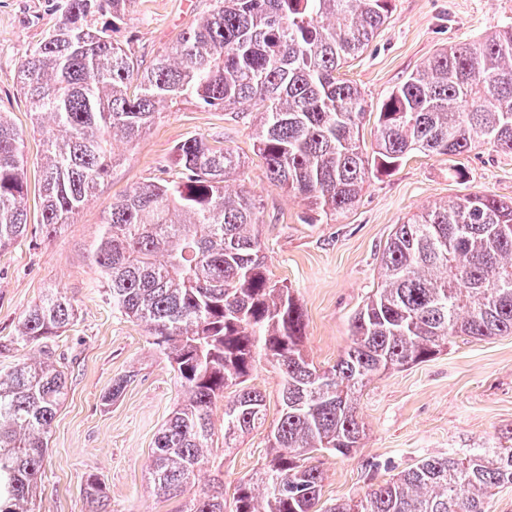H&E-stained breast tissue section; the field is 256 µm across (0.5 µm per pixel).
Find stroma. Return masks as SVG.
Wrapping results in <instances>:
<instances>
[{"label":"stroma","mask_w":512,"mask_h":512,"mask_svg":"<svg viewBox=\"0 0 512 512\" xmlns=\"http://www.w3.org/2000/svg\"><path fill=\"white\" fill-rule=\"evenodd\" d=\"M210 8L211 0H133L112 37L147 65ZM61 19L52 0H0V115L24 139L28 208L26 235L0 253V368L37 353L33 346L8 347L26 310L49 292L66 293L75 319L51 345L68 394L50 432L37 512H89L83 489L91 474L106 488L109 512H177L180 499L154 490L147 466L158 429L180 401V386L145 326L113 311L90 258L112 202L141 183L175 176V149L188 137L233 149L245 167L229 188L256 199L268 273L291 289L305 313L304 349L328 368L347 347L353 316L377 285L394 225L461 194L512 199V152L486 145L465 157L410 153L391 172L371 178L345 216L312 224L307 202L268 180L254 149L255 110L164 104L141 138L113 142L118 162L110 177L73 223L49 234L40 224L43 139L17 71L25 52ZM510 22L512 0H391L386 25L344 72L375 105L437 50L484 39ZM457 167L463 177H454ZM126 373L132 379L123 395L103 405L113 379ZM357 412L365 430L360 448L313 458L325 477L324 503L363 496L430 456L511 445L512 335L460 337L428 361L377 376L360 393ZM213 423L211 462L229 498L267 457L268 430L257 429L227 454L223 405L214 408Z\"/></svg>","instance_id":"obj_1"}]
</instances>
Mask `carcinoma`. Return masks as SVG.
<instances>
[{"label":"carcinoma","instance_id":"cac0c4a2","mask_svg":"<svg viewBox=\"0 0 512 512\" xmlns=\"http://www.w3.org/2000/svg\"><path fill=\"white\" fill-rule=\"evenodd\" d=\"M63 18L21 62L18 82L45 136L41 224L73 223L116 164L112 141L132 142L166 101L258 113L257 155L268 178L335 220L373 172L412 151L462 156L483 142L512 151V23L485 40L432 55L377 107L376 146L360 129L368 102L340 70L386 23L390 0H212L174 46L142 67L96 15L133 0H64ZM175 179L112 202L90 255L112 308L144 323L180 383L182 400L155 435L148 481L181 497L214 450L212 407L224 392V451L264 426L265 395L245 385L263 360L279 370V417L266 467L240 482L232 512H490L492 489L512 484V447L428 457L363 497L321 505L323 473L311 453L347 456L364 435L356 393L371 378L424 362L452 337L512 334V201L465 194L394 226L381 283L352 320L351 341L318 375L303 349L305 319L273 282L255 233V199L226 189L232 151L189 138ZM23 139L0 115V250L27 231ZM52 293L19 321L14 343L41 346L0 370V512H34L48 437L66 377L47 340L74 320ZM103 396L119 399L130 380ZM85 498L108 512L102 482ZM178 512H224V482Z\"/></svg>","mask_w":512,"mask_h":512}]
</instances>
